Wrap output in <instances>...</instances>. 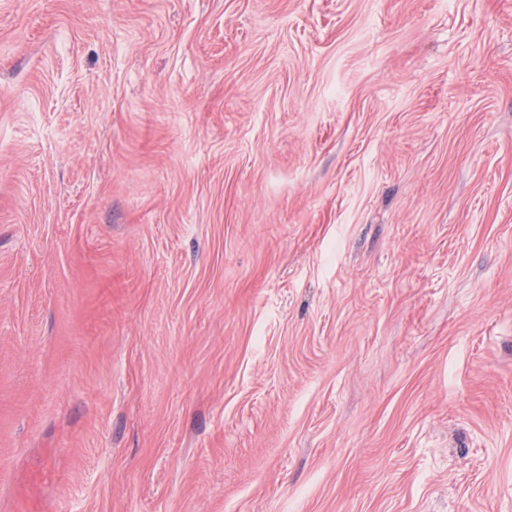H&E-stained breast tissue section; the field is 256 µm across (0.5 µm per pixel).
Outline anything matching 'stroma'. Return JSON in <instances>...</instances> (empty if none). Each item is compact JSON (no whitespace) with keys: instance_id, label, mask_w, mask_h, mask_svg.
Masks as SVG:
<instances>
[{"instance_id":"stroma-1","label":"stroma","mask_w":512,"mask_h":512,"mask_svg":"<svg viewBox=\"0 0 512 512\" xmlns=\"http://www.w3.org/2000/svg\"><path fill=\"white\" fill-rule=\"evenodd\" d=\"M0 512H512V0H0Z\"/></svg>"}]
</instances>
